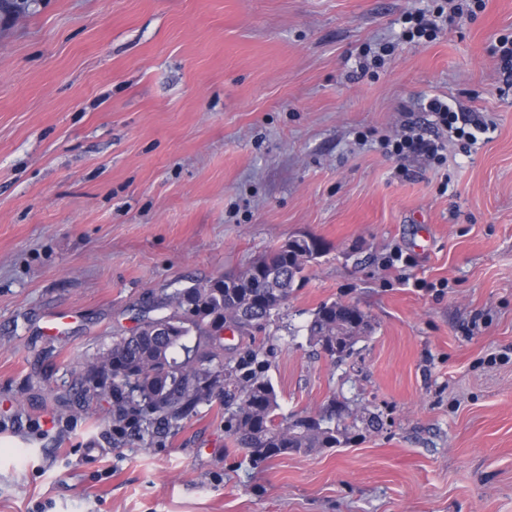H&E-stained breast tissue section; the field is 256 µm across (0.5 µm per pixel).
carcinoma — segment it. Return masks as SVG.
I'll return each mask as SVG.
<instances>
[{
  "label": "carcinoma",
  "instance_id": "carcinoma-1",
  "mask_svg": "<svg viewBox=\"0 0 512 512\" xmlns=\"http://www.w3.org/2000/svg\"><path fill=\"white\" fill-rule=\"evenodd\" d=\"M313 260L300 257L286 242L248 266L249 278L229 275L177 288L138 310L134 318L141 329L117 337L86 367L85 383L112 398L115 430L131 424L151 436L161 434L210 402L218 388L224 392L229 436L255 464L334 448L360 422L377 428L375 418L333 405L317 415L312 427L294 426L293 415L277 422L278 395L259 350L226 346L217 336L220 328L242 338L264 330ZM273 270L282 276L283 291L257 299L252 281ZM163 309L167 313L150 315ZM366 326V314L358 307L324 303L307 325L308 342L323 353L338 345L342 356H349Z\"/></svg>",
  "mask_w": 512,
  "mask_h": 512
}]
</instances>
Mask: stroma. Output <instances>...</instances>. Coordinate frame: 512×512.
Returning <instances> with one entry per match:
<instances>
[{"mask_svg":"<svg viewBox=\"0 0 512 512\" xmlns=\"http://www.w3.org/2000/svg\"><path fill=\"white\" fill-rule=\"evenodd\" d=\"M485 3L421 43L399 21L431 0L0 8V512H512V0ZM433 96L489 141L439 166L359 144ZM299 236L321 253L261 334L279 412L379 427L256 465L218 396L116 436L81 374L133 309ZM334 301L370 322L340 361L307 341ZM496 42L493 50L500 59V74L503 76V82L510 84L512 82V35H501Z\"/></svg>","mask_w":512,"mask_h":512,"instance_id":"35a3bbf8","label":"stroma"}]
</instances>
